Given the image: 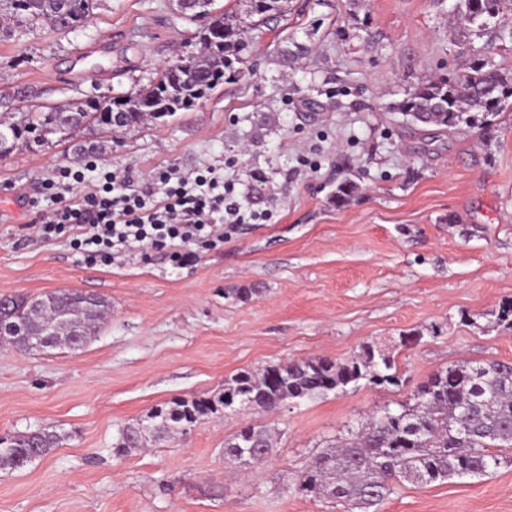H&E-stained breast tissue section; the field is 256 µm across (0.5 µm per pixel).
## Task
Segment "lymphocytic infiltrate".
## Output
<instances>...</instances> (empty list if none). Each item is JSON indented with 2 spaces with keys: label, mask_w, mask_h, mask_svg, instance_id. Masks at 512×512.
Wrapping results in <instances>:
<instances>
[{
  "label": "lymphocytic infiltrate",
  "mask_w": 512,
  "mask_h": 512,
  "mask_svg": "<svg viewBox=\"0 0 512 512\" xmlns=\"http://www.w3.org/2000/svg\"><path fill=\"white\" fill-rule=\"evenodd\" d=\"M102 189H91L42 214L36 233L50 239L71 231L86 258L104 260L149 249L178 247L190 263L193 245L222 240L225 228L245 223L240 203L223 177H204L175 167L144 190L127 174L107 173Z\"/></svg>",
  "instance_id": "1"
}]
</instances>
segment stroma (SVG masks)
<instances>
[{"instance_id":"stroma-1","label":"stroma","mask_w":512,"mask_h":512,"mask_svg":"<svg viewBox=\"0 0 512 512\" xmlns=\"http://www.w3.org/2000/svg\"><path fill=\"white\" fill-rule=\"evenodd\" d=\"M457 0H286L252 32L237 75L189 110L103 134L98 171L139 184L169 166H216L244 209L269 220L225 230L191 267L150 252L91 262L67 236L34 230L54 208L48 181L74 163L65 135L20 142L0 161V294L68 289L112 304L78 350L0 344V436L50 427L47 456L0 469V512H345L297 494L298 473L368 415L408 400L462 361L512 362V112L492 134L411 123L393 106L425 78L462 74L470 53ZM203 19L174 0H98L61 34L0 12V115L110 98L201 50ZM512 7L483 41L512 70ZM299 49L282 68L283 49ZM353 179L344 207L330 197ZM420 339L402 345L407 333ZM393 356L399 384L366 382L274 413L206 418L118 456L123 431L155 406L223 390L243 370L328 358L364 345ZM276 439L266 462L224 459L244 425ZM479 478L402 482L380 512H512V449Z\"/></svg>"}]
</instances>
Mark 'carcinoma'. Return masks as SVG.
Returning a JSON list of instances; mask_svg holds the SVG:
<instances>
[{
	"instance_id": "cac0c4a2",
	"label": "carcinoma",
	"mask_w": 512,
	"mask_h": 512,
	"mask_svg": "<svg viewBox=\"0 0 512 512\" xmlns=\"http://www.w3.org/2000/svg\"><path fill=\"white\" fill-rule=\"evenodd\" d=\"M216 0H205L206 26L200 31L204 52L180 60L190 77L180 79L160 72L159 82H150L113 101L128 110L126 128L187 110L214 91L225 74L236 73L250 43L248 30L266 24L283 12V0H249V23L242 24L226 12L214 8ZM463 16L473 35L479 38L499 15L503 0H460ZM57 0H0V9L25 19L58 29ZM97 0H70L68 17L73 32L93 14ZM481 48L460 79L439 78L423 81L397 104L404 116L421 115L417 122L456 129L461 125L490 129L493 118L512 111V72L492 67L480 59ZM70 134L77 130L109 132L104 113L94 111L86 99L29 111L20 120L0 119V132H7L4 155H10L26 133L45 138L57 132V126ZM357 190L352 179L340 183L331 203L345 206ZM53 310L38 314L37 300L25 297L9 300L10 312L0 316V338L29 348L28 337L37 332L47 336L44 348L62 346L50 335L53 328L79 317L96 326L112 316V305L99 299L95 307L81 303V293L56 292ZM393 357H380L370 345L362 347L352 359H303L279 366L280 381L268 384L266 370H244L224 383V391L191 401L172 400L160 414L149 412L130 426L117 444L118 453L148 440L164 441L201 419L224 409L225 399L237 395L249 397L253 405L266 412L277 411L288 403L315 401L331 391L366 380L376 386L396 385ZM61 441L47 428L36 437L24 433L0 437V469L20 470L31 457H43ZM251 448L256 462L266 461L273 450V439L264 428L248 426L224 442V459L239 462V449ZM500 448H512V363L490 360L468 361L451 369L432 373L427 382L398 408L389 407L367 417L365 423L334 446L318 452L300 475L298 490L312 496L339 499L347 512H372L394 490L393 481L415 482V472L426 474L424 483L444 482L454 477L481 476L501 464Z\"/></svg>"
}]
</instances>
